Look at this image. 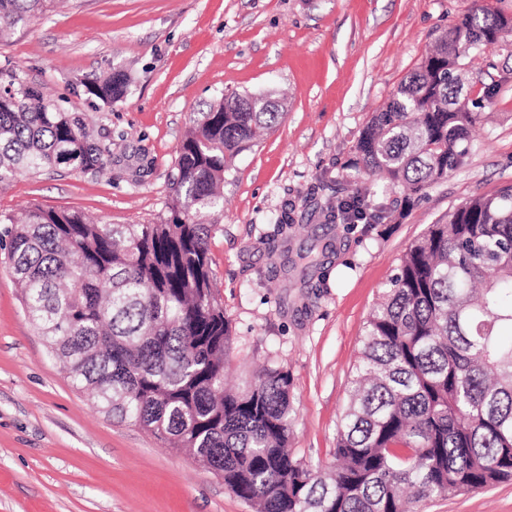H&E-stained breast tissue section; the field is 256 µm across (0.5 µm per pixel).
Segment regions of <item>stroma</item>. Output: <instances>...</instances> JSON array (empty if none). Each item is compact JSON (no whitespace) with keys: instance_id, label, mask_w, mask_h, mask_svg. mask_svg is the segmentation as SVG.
<instances>
[{"instance_id":"1","label":"stroma","mask_w":512,"mask_h":512,"mask_svg":"<svg viewBox=\"0 0 512 512\" xmlns=\"http://www.w3.org/2000/svg\"><path fill=\"white\" fill-rule=\"evenodd\" d=\"M473 0H57L0 42L45 97L83 113L110 160L101 173L57 167L0 184V212L78 211L101 224L165 213L180 145L221 96L273 93L283 116L224 181L210 244L231 323L227 381L259 366L292 380L291 447L328 468L364 322L409 244L463 200L512 186V45L473 52L471 90L495 84L466 164L399 222L328 224L349 194L347 161L372 112ZM125 71L105 105L79 81ZM290 208L292 253L321 249L310 277L284 271L265 238ZM417 512H512V482L416 505ZM0 512H252L184 452L113 423L77 390L30 322L0 249Z\"/></svg>"}]
</instances>
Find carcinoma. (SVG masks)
Instances as JSON below:
<instances>
[{"instance_id":"carcinoma-1","label":"carcinoma","mask_w":512,"mask_h":512,"mask_svg":"<svg viewBox=\"0 0 512 512\" xmlns=\"http://www.w3.org/2000/svg\"><path fill=\"white\" fill-rule=\"evenodd\" d=\"M53 0H0V40ZM512 36L485 4L460 15L372 113L348 167L355 192L326 214L397 222L358 191H390L404 210L461 167L482 102L463 92L465 60ZM105 104L129 79L80 81ZM268 94L221 98L188 132L167 211L153 224H92L77 211L0 214V245L25 311L73 386L120 424L172 441L255 512H406L429 499L512 481V187L471 197L429 224L399 259L364 325L336 430V467L290 449L291 378L274 367L224 387L230 326L209 248L233 157L282 118ZM109 152L81 112L0 65V181L65 165L101 172Z\"/></svg>"}]
</instances>
